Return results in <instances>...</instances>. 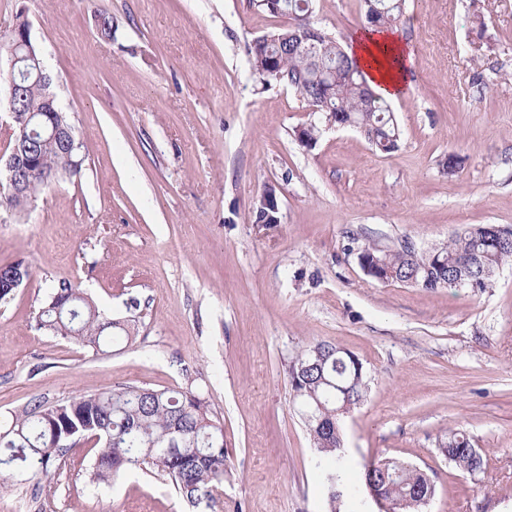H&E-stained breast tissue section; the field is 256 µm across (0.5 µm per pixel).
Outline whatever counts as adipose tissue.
<instances>
[{"label":"adipose tissue","instance_id":"adipose-tissue-1","mask_svg":"<svg viewBox=\"0 0 512 512\" xmlns=\"http://www.w3.org/2000/svg\"><path fill=\"white\" fill-rule=\"evenodd\" d=\"M346 52L363 69L371 89L384 98L398 99L410 87L413 58L400 29L358 28L349 39Z\"/></svg>","mask_w":512,"mask_h":512}]
</instances>
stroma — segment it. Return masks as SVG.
Instances as JSON below:
<instances>
[{
    "label": "stroma",
    "mask_w": 512,
    "mask_h": 512,
    "mask_svg": "<svg viewBox=\"0 0 512 512\" xmlns=\"http://www.w3.org/2000/svg\"><path fill=\"white\" fill-rule=\"evenodd\" d=\"M21 19L83 148L80 172L28 212L0 208V266L32 272L0 304V418L119 385L188 387L224 426L227 473L194 507L148 468L93 483L79 441L60 480L0 491V512H330L287 372L320 341L354 353L368 381L339 417L340 512H372L362 473L383 459L430 476L419 512H512V264L482 290H430L373 280L357 259L368 241L427 250L512 228V0H407L413 86L391 104L389 154L352 128L298 141L318 117L294 88L254 80L246 43L284 20L249 0H0V45ZM314 20L342 43L366 24L361 0H316ZM268 188L279 221L259 227ZM59 279L132 321L135 343L103 354L38 330ZM452 429L484 451V472L440 453Z\"/></svg>",
    "instance_id": "stroma-1"
}]
</instances>
